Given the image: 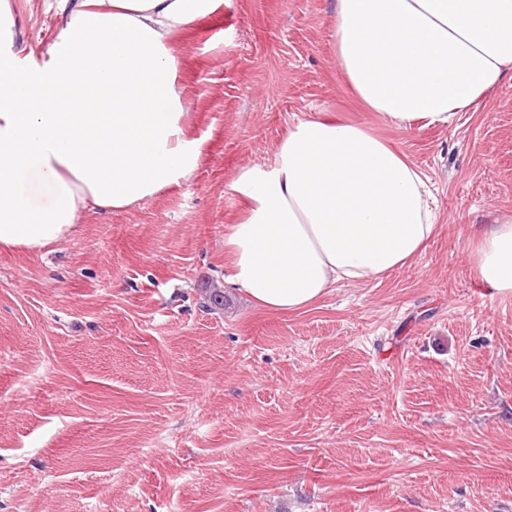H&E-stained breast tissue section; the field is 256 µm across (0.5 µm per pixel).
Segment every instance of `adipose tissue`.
<instances>
[{
    "label": "adipose tissue",
    "mask_w": 512,
    "mask_h": 512,
    "mask_svg": "<svg viewBox=\"0 0 512 512\" xmlns=\"http://www.w3.org/2000/svg\"><path fill=\"white\" fill-rule=\"evenodd\" d=\"M219 0H56L42 55L0 29V247L71 237L80 212L128 209L193 176L170 44ZM336 60L392 126L448 127L512 77V0H335ZM247 204L224 240L232 282L255 305L295 310L403 268L438 226L407 155L362 127L311 117L270 167L242 169ZM468 260L512 293V217Z\"/></svg>",
    "instance_id": "obj_1"
}]
</instances>
